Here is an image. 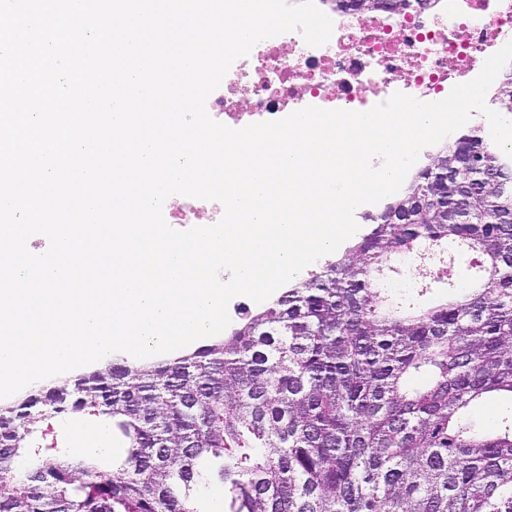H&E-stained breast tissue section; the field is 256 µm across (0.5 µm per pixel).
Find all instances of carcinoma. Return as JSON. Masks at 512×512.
<instances>
[{"instance_id":"carcinoma-1","label":"carcinoma","mask_w":512,"mask_h":512,"mask_svg":"<svg viewBox=\"0 0 512 512\" xmlns=\"http://www.w3.org/2000/svg\"><path fill=\"white\" fill-rule=\"evenodd\" d=\"M427 0H342L365 12ZM497 103L512 112V76ZM455 244L470 292L422 305L380 279L402 251ZM512 160L475 131L448 141L342 255L224 338L120 360L0 407V512H512ZM112 424L109 468L44 441L46 416ZM511 403L510 396L495 397L488 400H480L472 403L465 413L468 421L481 431H496L498 427L497 414L505 413ZM493 421L492 427H488V420Z\"/></svg>"}]
</instances>
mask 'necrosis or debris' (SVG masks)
<instances>
[{
    "mask_svg": "<svg viewBox=\"0 0 512 512\" xmlns=\"http://www.w3.org/2000/svg\"><path fill=\"white\" fill-rule=\"evenodd\" d=\"M316 3L333 21L329 42L311 47L288 32L256 44L209 96L226 126L275 121L307 106L365 111L397 92L438 101L512 41V0H432L378 18L338 11L334 0Z\"/></svg>",
    "mask_w": 512,
    "mask_h": 512,
    "instance_id": "1",
    "label": "necrosis or debris"
}]
</instances>
